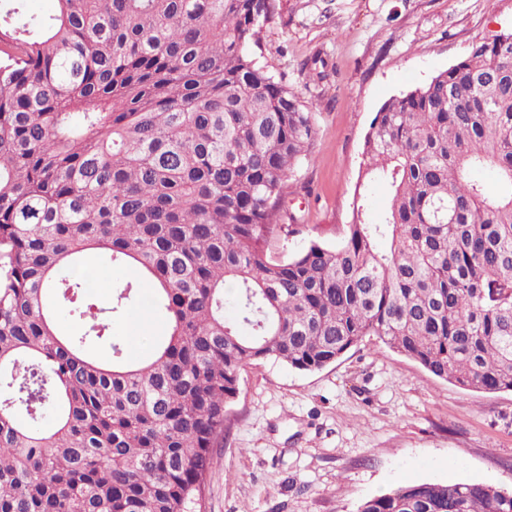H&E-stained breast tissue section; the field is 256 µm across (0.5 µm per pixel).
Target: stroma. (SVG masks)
I'll return each mask as SVG.
<instances>
[{"label":"stroma","instance_id":"35a3bbf8","mask_svg":"<svg viewBox=\"0 0 512 512\" xmlns=\"http://www.w3.org/2000/svg\"><path fill=\"white\" fill-rule=\"evenodd\" d=\"M257 55L299 97L315 135L288 180L298 222L279 256L308 237L334 243L349 220L366 131L384 101L428 81L472 45L512 27V0H277ZM114 320L140 346L164 333L151 305ZM512 492V392L466 390L376 337L301 372L267 358L244 367L202 485L204 512H358L419 481Z\"/></svg>","mask_w":512,"mask_h":512}]
</instances>
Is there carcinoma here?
Here are the masks:
<instances>
[{
  "label": "carcinoma",
  "instance_id": "obj_1",
  "mask_svg": "<svg viewBox=\"0 0 512 512\" xmlns=\"http://www.w3.org/2000/svg\"><path fill=\"white\" fill-rule=\"evenodd\" d=\"M24 2L0 0V512H201L259 359L313 372L375 336L512 392V29L385 101L339 241L283 258L269 240L293 232L281 200L315 129L256 54L276 0ZM98 259L137 278L106 306ZM154 282L168 332L130 362L112 321ZM107 342L111 361L90 355ZM358 512H512V493L413 482ZM366 209L368 220L371 223L377 222L385 209L387 202V189L381 184H373L366 194Z\"/></svg>",
  "mask_w": 512,
  "mask_h": 512
}]
</instances>
